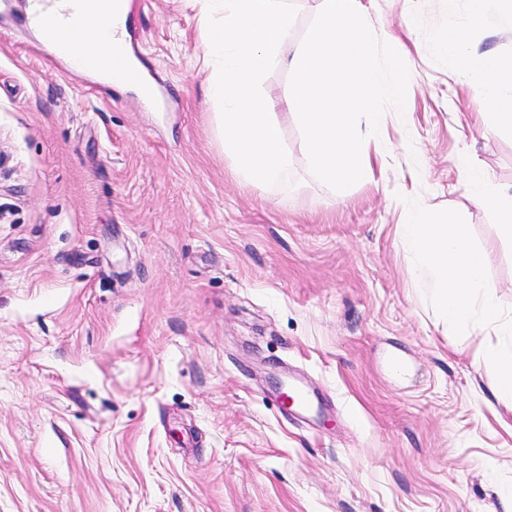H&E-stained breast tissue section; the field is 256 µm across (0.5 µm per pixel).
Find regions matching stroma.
Returning <instances> with one entry per match:
<instances>
[{"mask_svg": "<svg viewBox=\"0 0 512 512\" xmlns=\"http://www.w3.org/2000/svg\"><path fill=\"white\" fill-rule=\"evenodd\" d=\"M26 3L0 11V512H512V411L476 366L502 338L442 324L398 201L464 216L511 317L512 239L469 172L512 190V131L464 74L512 63V28L363 0L409 70L374 182L311 174L276 66L288 177L261 192L205 93L207 0H129L149 99L71 70ZM291 374L321 421L271 400Z\"/></svg>", "mask_w": 512, "mask_h": 512, "instance_id": "1", "label": "stroma"}]
</instances>
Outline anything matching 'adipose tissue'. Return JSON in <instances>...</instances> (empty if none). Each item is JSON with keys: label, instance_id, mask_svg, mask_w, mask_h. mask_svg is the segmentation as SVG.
Here are the masks:
<instances>
[{"label": "adipose tissue", "instance_id": "adipose-tissue-1", "mask_svg": "<svg viewBox=\"0 0 512 512\" xmlns=\"http://www.w3.org/2000/svg\"><path fill=\"white\" fill-rule=\"evenodd\" d=\"M470 70L480 77L476 97L481 105L491 108L495 128L512 131V65L505 66L497 58L477 55L471 60ZM470 185L474 204L491 208L501 233L512 238V193L496 188L478 174Z\"/></svg>", "mask_w": 512, "mask_h": 512}]
</instances>
